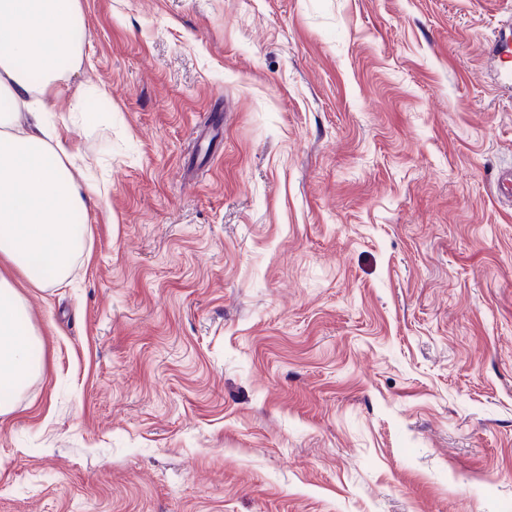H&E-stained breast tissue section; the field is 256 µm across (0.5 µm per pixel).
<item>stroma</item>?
<instances>
[{
	"mask_svg": "<svg viewBox=\"0 0 512 512\" xmlns=\"http://www.w3.org/2000/svg\"><path fill=\"white\" fill-rule=\"evenodd\" d=\"M80 6L0 512H512V0Z\"/></svg>",
	"mask_w": 512,
	"mask_h": 512,
	"instance_id": "stroma-1",
	"label": "stroma"
}]
</instances>
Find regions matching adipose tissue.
I'll use <instances>...</instances> for the list:
<instances>
[{"instance_id": "1", "label": "adipose tissue", "mask_w": 512, "mask_h": 512, "mask_svg": "<svg viewBox=\"0 0 512 512\" xmlns=\"http://www.w3.org/2000/svg\"><path fill=\"white\" fill-rule=\"evenodd\" d=\"M80 13L79 0H0V261L38 286L45 265L53 280L67 277L84 235L71 217L103 193L78 182L85 160L46 108L74 59ZM25 315L23 296L0 273V416L40 371L33 352L43 341L20 328Z\"/></svg>"}]
</instances>
